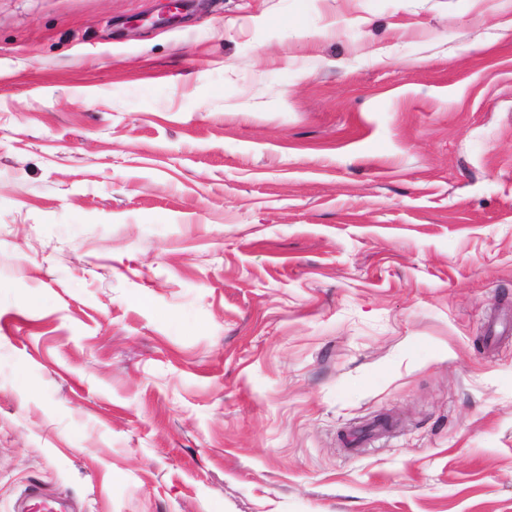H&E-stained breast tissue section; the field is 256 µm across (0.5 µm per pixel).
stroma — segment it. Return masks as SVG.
Listing matches in <instances>:
<instances>
[{"label":"stroma","instance_id":"1","mask_svg":"<svg viewBox=\"0 0 512 512\" xmlns=\"http://www.w3.org/2000/svg\"><path fill=\"white\" fill-rule=\"evenodd\" d=\"M0 0V512H512V0Z\"/></svg>","mask_w":512,"mask_h":512}]
</instances>
